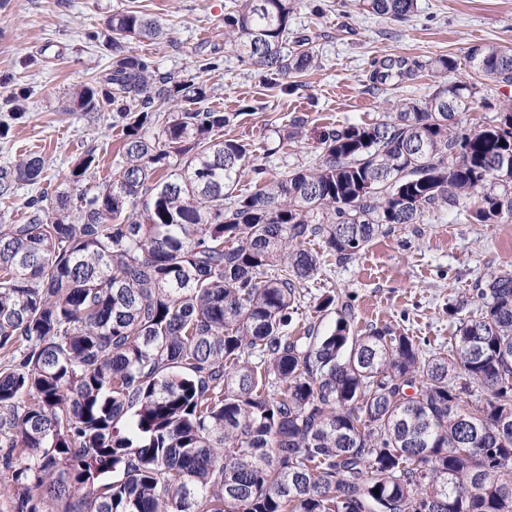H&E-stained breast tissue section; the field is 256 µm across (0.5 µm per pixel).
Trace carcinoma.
<instances>
[{
    "label": "carcinoma",
    "mask_w": 512,
    "mask_h": 512,
    "mask_svg": "<svg viewBox=\"0 0 512 512\" xmlns=\"http://www.w3.org/2000/svg\"><path fill=\"white\" fill-rule=\"evenodd\" d=\"M417 0H357L396 22ZM292 0H242L224 45L271 84L317 55L291 37ZM112 63L68 110L113 112L117 169L89 152L0 223V497L12 512H512V273L475 310L448 308L446 354L385 325L291 326L328 253L350 260L388 224L465 205L512 221V103L464 128L474 83L429 61L424 98L392 118L330 129L318 162L264 177L237 116L203 83L156 74L131 47L161 21L112 15ZM296 49L288 50V38ZM479 76L512 82V46L475 44ZM28 155L0 167V196L44 179ZM253 174L255 191L238 189ZM379 492H374V489Z\"/></svg>",
    "instance_id": "cac0c4a2"
}]
</instances>
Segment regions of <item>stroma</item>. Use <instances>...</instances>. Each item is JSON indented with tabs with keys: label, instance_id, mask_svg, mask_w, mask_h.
Here are the masks:
<instances>
[{
	"label": "stroma",
	"instance_id": "1",
	"mask_svg": "<svg viewBox=\"0 0 512 512\" xmlns=\"http://www.w3.org/2000/svg\"><path fill=\"white\" fill-rule=\"evenodd\" d=\"M133 2L167 30L166 39L135 43L136 52L174 80L206 83L210 105L236 115L225 138L248 143L270 178L314 164L323 131L373 122L393 103L432 92L426 63L441 55L460 61L449 82H473L482 96L463 114V126L489 122L494 103L512 100V83L477 76L462 62L469 46L512 44V0H417L404 23L362 13L351 0H293L291 27L312 40L318 65L285 90L225 52L223 19L235 0H0V125L9 128L0 137V166L43 156L56 185L89 151L104 170L115 168L121 142L112 113L91 117L63 108L74 85L108 65L96 38L113 13ZM203 55L218 57L220 69L198 71ZM394 60L402 63L400 74L379 81L378 72ZM12 94L21 99V116L5 101ZM245 100L255 109L242 114ZM310 246L323 257L303 291L297 336L309 322L323 332L334 327L336 313L314 309L332 292L340 301L353 297L355 330L388 325L443 353L453 331L449 306L472 297L488 271L512 270V222L454 221L444 211L419 224L389 225L348 261L324 254L321 240Z\"/></svg>",
	"mask_w": 512,
	"mask_h": 512
}]
</instances>
